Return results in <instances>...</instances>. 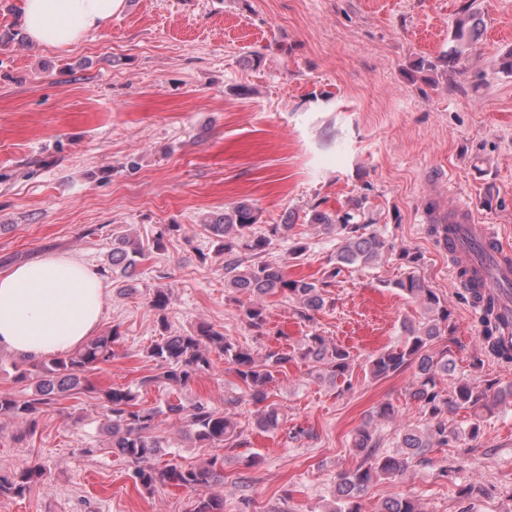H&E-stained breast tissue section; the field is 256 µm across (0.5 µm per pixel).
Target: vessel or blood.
<instances>
[{"instance_id":"b4317fda","label":"vessel or blood","mask_w":512,"mask_h":512,"mask_svg":"<svg viewBox=\"0 0 512 512\" xmlns=\"http://www.w3.org/2000/svg\"><path fill=\"white\" fill-rule=\"evenodd\" d=\"M454 277L475 276L496 297L501 313L512 317V249L506 248L496 225L481 223L474 210L458 204L448 212Z\"/></svg>"}]
</instances>
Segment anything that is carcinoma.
<instances>
[{
  "instance_id": "carcinoma-1",
  "label": "carcinoma",
  "mask_w": 512,
  "mask_h": 512,
  "mask_svg": "<svg viewBox=\"0 0 512 512\" xmlns=\"http://www.w3.org/2000/svg\"><path fill=\"white\" fill-rule=\"evenodd\" d=\"M481 25L479 18L470 24L458 23L452 32L454 46L437 62L427 63V67L456 69L463 48L478 38ZM365 204L366 201L357 200L349 210L336 216L319 211L312 214L310 223L321 226L336 239V251L328 259L329 268L319 279L292 278L280 263L265 258L273 242L289 238L293 223L270 224L259 232L256 209L247 202H238L225 208L224 215L210 224L218 249L224 253V287L244 296L238 301L239 316L250 332L259 337L265 334L267 300L275 296L296 303V311L304 320H314V314L325 305L327 288L336 283L337 277L346 271L372 267L383 254L395 250L391 241L362 221ZM180 228L179 224H165L146 244L127 233H112V270L104 268L100 275L114 274L112 283L116 284L118 292L130 291L131 287L122 280L135 275L142 259L165 250L168 238ZM398 257L403 273L393 282V287L419 302L424 315L418 321L405 320L398 344L376 354L369 360L368 369L370 375L378 379L412 369L408 398L418 404L425 425L403 428L398 435V451L393 455L378 452L379 437L370 424L358 427L352 447L361 454V460L337 474L339 504L331 512H361L357 498L373 479H396L403 476L412 463L430 462L427 453L432 448H446L451 441L464 437L477 439L485 414L492 413L506 398H512V384L507 387L492 381L481 384L467 377L456 379L452 390L443 394L439 379L455 372V361L448 348L434 350L432 345L451 329L452 313L447 303L428 288L418 274L420 255L402 250ZM501 323L494 298L489 296L479 321L480 339L487 353L511 363L512 353L499 348L497 332ZM119 337L118 329L114 328L66 356L51 354L33 368L19 370L17 380L35 382V392L24 399L0 393V416L16 420L25 428V434L33 435L40 414L58 397L88 389L98 394L103 403L112 437L111 449L134 465L132 477L136 487L150 492L158 483H170L195 493L189 512H224V497L216 491L224 480V457L216 454L203 464L190 467L171 463L158 468L146 466L144 462L163 447V441L152 435L154 421L161 414L187 421L194 429L196 440L212 448H222L228 441H240L243 430L239 429V423L200 401L187 407L180 401L168 399L162 408H145L128 387L84 386L85 374L112 362L113 346ZM213 351L224 356V363L243 384L252 402L264 405L255 422L262 431H274L280 425L279 413L267 399L277 375L290 359L311 363L315 379L329 383L340 394L352 388L354 356L348 349L327 342L317 333L306 337L296 351L270 350L262 354L233 342L207 322L198 323L189 333L156 340L148 348L147 358L154 362L159 373L141 377L139 387L146 389L160 381L174 390L185 387L199 373L211 368ZM460 409L472 411L468 426L449 427L448 413ZM43 476V467L34 464L22 468L10 479L0 477V495L22 497ZM379 512H420V509L409 497H393L381 504Z\"/></svg>"
}]
</instances>
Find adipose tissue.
I'll list each match as a JSON object with an SVG mask.
<instances>
[{"label":"adipose tissue","mask_w":512,"mask_h":512,"mask_svg":"<svg viewBox=\"0 0 512 512\" xmlns=\"http://www.w3.org/2000/svg\"><path fill=\"white\" fill-rule=\"evenodd\" d=\"M125 0H22L20 22L36 43L67 48L106 29ZM98 274L48 255L0 275V347L41 357L78 347L96 331L104 302Z\"/></svg>","instance_id":"adipose-tissue-1"}]
</instances>
